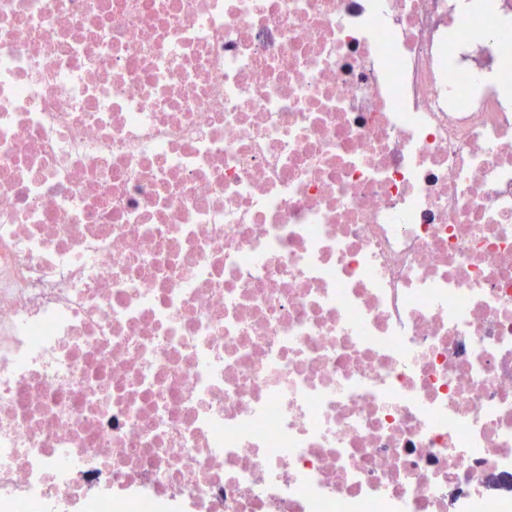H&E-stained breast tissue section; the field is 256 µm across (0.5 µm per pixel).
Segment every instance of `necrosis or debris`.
<instances>
[{"mask_svg": "<svg viewBox=\"0 0 512 512\" xmlns=\"http://www.w3.org/2000/svg\"><path fill=\"white\" fill-rule=\"evenodd\" d=\"M0 512H512V0H0Z\"/></svg>", "mask_w": 512, "mask_h": 512, "instance_id": "4bbe7bcc", "label": "necrosis or debris"}]
</instances>
